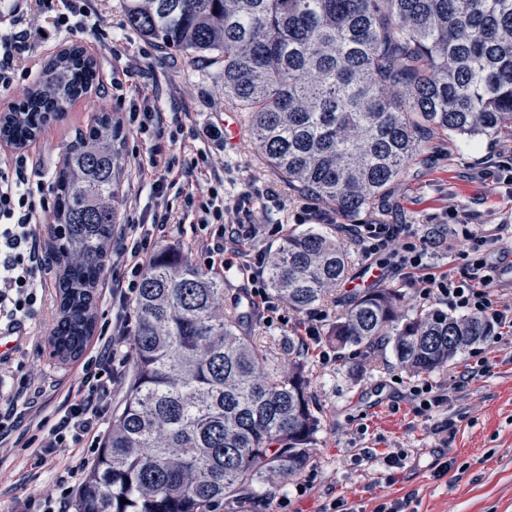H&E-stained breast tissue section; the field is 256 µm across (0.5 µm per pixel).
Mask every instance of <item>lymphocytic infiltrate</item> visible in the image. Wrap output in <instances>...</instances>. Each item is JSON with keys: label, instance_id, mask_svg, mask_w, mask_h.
Instances as JSON below:
<instances>
[{"label": "lymphocytic infiltrate", "instance_id": "lymphocytic-infiltrate-1", "mask_svg": "<svg viewBox=\"0 0 512 512\" xmlns=\"http://www.w3.org/2000/svg\"><path fill=\"white\" fill-rule=\"evenodd\" d=\"M88 0H6L0 16V94L11 93L18 79L37 66L47 39L32 20L44 18L54 33L70 31V20L86 16ZM132 133L146 144L137 163L140 178L149 186L144 207L128 204L112 249V279L106 290L114 304L126 307L152 260L157 241L174 225L193 222L205 227L220 223L218 234L200 238L198 250L206 258L222 257L232 268L239 252L228 243L257 234L252 220L253 194L241 192L233 204H221L216 185L197 183L198 168H212L205 152L186 167H178L175 144L164 143V114L157 99L142 96L127 115ZM52 173L42 159L25 154L0 156V332L17 338L12 352L0 357V447H7L22 424L34 425V467L41 468L62 448H93L99 442L98 422L112 400V387L131 356L123 344L127 323L116 318L105 325L84 362L64 406L45 414L39 400L46 391L41 379L14 370L24 360L32 322L45 301L46 274L51 255L42 246V226L52 207ZM352 236L366 259H379L382 268L409 279L422 298L442 297L450 308L477 316L490 326L512 328V304L502 302L492 286L500 269L489 258L496 235L479 229L464 235L466 268L462 277L430 273L429 244L409 224H356Z\"/></svg>", "mask_w": 512, "mask_h": 512}]
</instances>
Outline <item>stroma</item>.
Instances as JSON below:
<instances>
[{"label": "stroma", "instance_id": "obj_1", "mask_svg": "<svg viewBox=\"0 0 512 512\" xmlns=\"http://www.w3.org/2000/svg\"><path fill=\"white\" fill-rule=\"evenodd\" d=\"M91 21L111 35L124 37L129 48L144 54L147 74L123 75L107 48L90 46L82 31L64 34L62 43L48 42L45 58L61 46L86 47L97 64L99 86L106 89V110L126 120L139 94L155 95L165 114L167 131L176 134L182 149L180 164H188L197 149H206L216 174L224 181L226 199L248 189L256 223L263 235L239 241L238 249L253 257L275 249L288 229L297 226L305 202L268 168L252 147L249 131L238 142H200L193 129L223 124L226 112L219 70L203 58L189 60L130 27L121 0H90ZM91 101H76L64 117L46 125L26 153L59 166L62 148L75 128L87 125ZM512 155V132L492 139L468 140L427 134L407 173L388 197L353 217L327 210L328 224H416L444 217L448 205L481 215L488 213L512 222V188L481 180L479 172ZM350 294L339 287L315 309L322 320L318 333L305 336L308 317L297 314L277 297H269L256 313L261 320L258 343L270 359L288 361V339L304 336L309 348V392L320 409L321 428L309 465L282 483L253 496L249 506L219 504L217 512H323L332 500L343 499L355 512H374L383 502H406V512H512V332L494 329L485 341L459 353L448 365L414 376L396 363L392 350L368 355L356 349L337 354L327 339L336 317L345 312ZM44 324L37 338L38 353L28 365L43 379L48 408L62 404L76 380L82 359L60 360L52 345L57 307L44 308ZM488 359L484 376L468 378L465 370ZM441 388L446 404L430 417L416 413L413 391L424 383ZM28 448L0 450V512H22L32 495H51L65 464L94 454L67 448L54 466L40 472L30 468ZM450 461L448 474L436 478V461Z\"/></svg>", "mask_w": 512, "mask_h": 512}]
</instances>
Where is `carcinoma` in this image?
<instances>
[{"mask_svg": "<svg viewBox=\"0 0 512 512\" xmlns=\"http://www.w3.org/2000/svg\"><path fill=\"white\" fill-rule=\"evenodd\" d=\"M144 36L220 69L224 101L246 113L254 149L297 193L345 216L406 173L423 134L493 138L512 129V0H125ZM98 86L73 44L44 66L0 138L18 148ZM123 128L103 114L64 146L50 225L64 273L53 346L78 357L93 335L94 293L117 223ZM350 258L334 224L288 230L268 256L274 294L306 313ZM399 288L348 302L329 339L342 352L391 347L430 373L492 329L477 316L404 311ZM132 374L123 404L75 497V512H211L302 471L321 418L305 343L288 367L254 336L247 294L224 307V282L172 247L154 255L131 302ZM126 504H121V499Z\"/></svg>", "mask_w": 512, "mask_h": 512, "instance_id": "obj_1", "label": "carcinoma"}]
</instances>
